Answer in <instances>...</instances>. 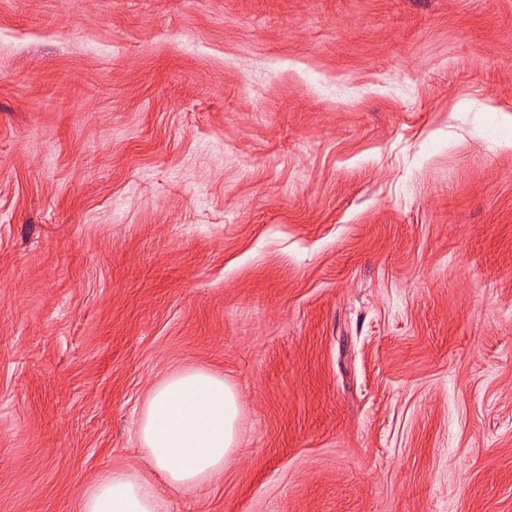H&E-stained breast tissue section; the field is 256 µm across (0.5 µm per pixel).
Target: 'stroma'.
I'll use <instances>...</instances> for the list:
<instances>
[{"label": "stroma", "instance_id": "35a3bbf8", "mask_svg": "<svg viewBox=\"0 0 512 512\" xmlns=\"http://www.w3.org/2000/svg\"><path fill=\"white\" fill-rule=\"evenodd\" d=\"M192 366L168 512H512V0H0V512ZM238 395L203 368L168 375L145 399L138 437L169 488L191 493L224 473L235 449Z\"/></svg>", "mask_w": 512, "mask_h": 512}]
</instances>
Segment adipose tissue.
Here are the masks:
<instances>
[{
	"instance_id": "adipose-tissue-1",
	"label": "adipose tissue",
	"mask_w": 512,
	"mask_h": 512,
	"mask_svg": "<svg viewBox=\"0 0 512 512\" xmlns=\"http://www.w3.org/2000/svg\"><path fill=\"white\" fill-rule=\"evenodd\" d=\"M237 406L223 377L203 368L157 383L143 403L138 437L165 486L191 493L223 473L237 442ZM160 488L141 471L115 470L84 487L79 512H165Z\"/></svg>"
}]
</instances>
